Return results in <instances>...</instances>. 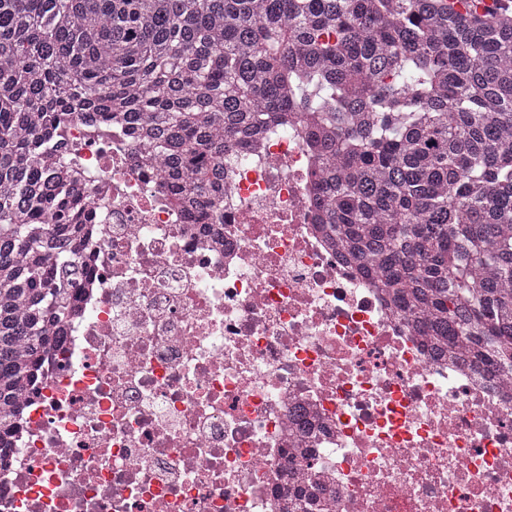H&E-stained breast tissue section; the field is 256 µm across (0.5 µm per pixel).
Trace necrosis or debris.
<instances>
[{
	"label": "necrosis or debris",
	"instance_id": "4bbe7bcc",
	"mask_svg": "<svg viewBox=\"0 0 512 512\" xmlns=\"http://www.w3.org/2000/svg\"><path fill=\"white\" fill-rule=\"evenodd\" d=\"M63 132L91 273L21 393L0 512H279L317 473L333 512H512V392L434 356L343 261L301 125L226 158L205 224L127 129Z\"/></svg>",
	"mask_w": 512,
	"mask_h": 512
}]
</instances>
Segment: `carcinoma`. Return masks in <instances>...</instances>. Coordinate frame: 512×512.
I'll return each instance as SVG.
<instances>
[{"instance_id":"carcinoma-1","label":"carcinoma","mask_w":512,"mask_h":512,"mask_svg":"<svg viewBox=\"0 0 512 512\" xmlns=\"http://www.w3.org/2000/svg\"><path fill=\"white\" fill-rule=\"evenodd\" d=\"M76 112L146 134L196 220L224 152L294 115L326 236L432 351L512 372V0H0V446L87 273L71 169L39 159Z\"/></svg>"}]
</instances>
